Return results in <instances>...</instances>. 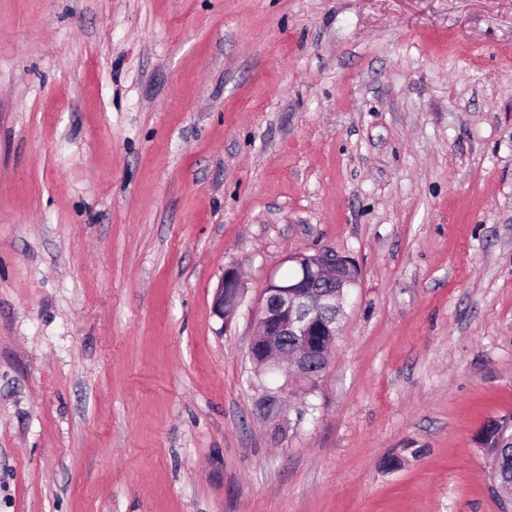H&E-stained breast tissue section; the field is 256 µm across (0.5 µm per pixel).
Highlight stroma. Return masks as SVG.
<instances>
[{
    "mask_svg": "<svg viewBox=\"0 0 512 512\" xmlns=\"http://www.w3.org/2000/svg\"><path fill=\"white\" fill-rule=\"evenodd\" d=\"M318 251L281 426L256 308ZM511 413L512 0H0V512H499ZM243 297V283L236 267H228L216 288L213 300V313L221 318H229L239 307ZM316 357H318L323 362L327 361V366L329 365L330 361L324 352L316 354L308 346H303L302 350L293 356L295 373L303 374L307 377L310 374H312L314 377L320 375V372L314 370V365L318 364ZM291 387L288 386V379L281 386L265 388L261 398L264 414L279 417L285 409L284 401L288 400V392ZM482 451L492 459L494 469L490 472V482L496 486L512 487V415L492 420L482 430Z\"/></svg>",
    "mask_w": 512,
    "mask_h": 512,
    "instance_id": "obj_1",
    "label": "stroma"
}]
</instances>
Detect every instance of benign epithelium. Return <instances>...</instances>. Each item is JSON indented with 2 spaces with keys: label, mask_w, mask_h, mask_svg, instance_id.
<instances>
[{
  "label": "benign epithelium",
  "mask_w": 512,
  "mask_h": 512,
  "mask_svg": "<svg viewBox=\"0 0 512 512\" xmlns=\"http://www.w3.org/2000/svg\"><path fill=\"white\" fill-rule=\"evenodd\" d=\"M342 258L321 252L310 260L305 254L293 253L284 262L300 263V276L286 280L272 277L260 300L257 310V324L262 327V338H252L249 356L252 362L261 364L268 371L278 372V356L282 352V339L298 332L303 327L311 330L317 323H324L322 311L336 309L338 279L336 269L341 267ZM243 297V283L235 267H228L216 288L213 300V313L221 318H229L239 307ZM326 361L325 353H315L305 346L293 356L295 372L305 376H318L314 370L317 360ZM288 384L264 390L261 398L264 414L280 416L288 400Z\"/></svg>",
  "instance_id": "7a95c632"
}]
</instances>
